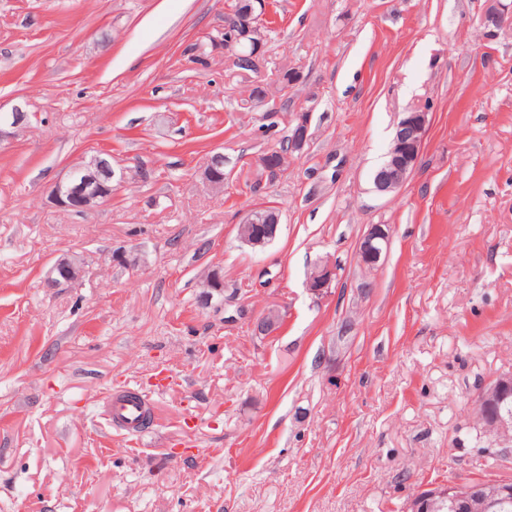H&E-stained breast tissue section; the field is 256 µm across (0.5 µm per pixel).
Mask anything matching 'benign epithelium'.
<instances>
[{"label":"benign epithelium","instance_id":"obj_1","mask_svg":"<svg viewBox=\"0 0 512 512\" xmlns=\"http://www.w3.org/2000/svg\"><path fill=\"white\" fill-rule=\"evenodd\" d=\"M512 20V16L501 7L500 0H490L484 26L497 28ZM429 113L406 112L396 124L392 139L393 146L388 159L373 178L377 192L389 194L399 190L409 178L418 160L429 125ZM32 113L22 105H15L9 111L0 109V143L15 138L28 127ZM312 113L296 114V131L292 139V150L303 148L311 125ZM224 167V153L218 151L210 155L202 168L203 179L213 190H224V179L215 176L212 169ZM116 171L112 167V157L97 152L75 165L68 174L57 181L49 192L50 202L63 210L86 213L95 210L112 199V182ZM273 222L258 230H253L255 220L247 214L239 225V237L253 248H263L275 237L279 226V211L271 210ZM390 243V230L384 224H375L362 237L357 246L360 262L372 268L386 254ZM82 267L76 255L58 259L47 278V287L57 288L75 282ZM336 277V267L329 261H321L311 268L307 278V290L320 296L330 288ZM281 323L280 310L273 306L255 322V330L266 337L272 336ZM512 397V375H502L491 384L483 387L476 397L475 404L479 420L487 422L491 412L494 415V434L500 447L512 444V409L507 400ZM447 504L448 512H508L512 507V482H474L458 484L450 482L444 486L427 490L415 497L409 512H441L440 503Z\"/></svg>","mask_w":512,"mask_h":512}]
</instances>
